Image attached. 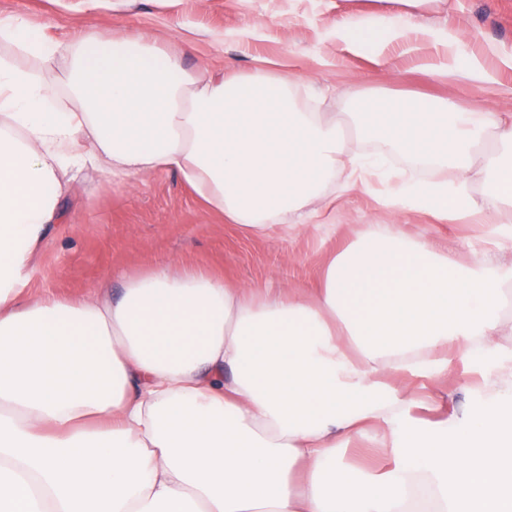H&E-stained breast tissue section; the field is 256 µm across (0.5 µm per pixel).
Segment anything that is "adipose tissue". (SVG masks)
Listing matches in <instances>:
<instances>
[{
  "instance_id": "ef3b65f1",
  "label": "adipose tissue",
  "mask_w": 512,
  "mask_h": 512,
  "mask_svg": "<svg viewBox=\"0 0 512 512\" xmlns=\"http://www.w3.org/2000/svg\"><path fill=\"white\" fill-rule=\"evenodd\" d=\"M335 25L351 52L367 33L390 46L423 31L400 15ZM307 87L274 63L196 73L143 36L62 45L0 17V512H512V366L484 374L483 416L432 432L391 384L499 352L512 277L489 259L458 266L365 224L310 298L167 264L116 297L28 288L88 167L125 184L178 172L255 236L293 215L323 223L337 182L444 224L512 222V113L361 96L342 120ZM346 121L449 179L343 151ZM372 425L393 463L380 475L340 459Z\"/></svg>"
}]
</instances>
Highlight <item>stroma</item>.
Here are the masks:
<instances>
[{"instance_id":"stroma-1","label":"stroma","mask_w":512,"mask_h":512,"mask_svg":"<svg viewBox=\"0 0 512 512\" xmlns=\"http://www.w3.org/2000/svg\"><path fill=\"white\" fill-rule=\"evenodd\" d=\"M403 9L400 0H0V17H24L57 42L94 32L150 35L193 71L228 65L249 72L264 60L284 63L324 90L326 112H345L353 95L380 92L442 96L472 112L512 113L511 67H492L484 83L460 74L430 78L417 70L425 60L447 65L443 44L451 36L470 58L483 59L489 50L512 56V0H424L412 13L426 32L404 43L399 55L351 53L330 24L339 13L378 17ZM369 223L399 224L413 237L447 246L462 264L485 255L512 268L507 224H439L423 211L396 217L375 197L340 193L331 223L250 237L207 209L175 172L145 174L127 187L105 182L89 167L72 184L66 217L37 256L29 285L75 297L103 284L117 291L123 276L169 260L233 284L310 292L332 254ZM496 366L492 360L478 370L465 360L447 378L403 383L402 391L420 400L410 410L415 423L439 428L448 417L463 422L485 411L480 377Z\"/></svg>"}]
</instances>
